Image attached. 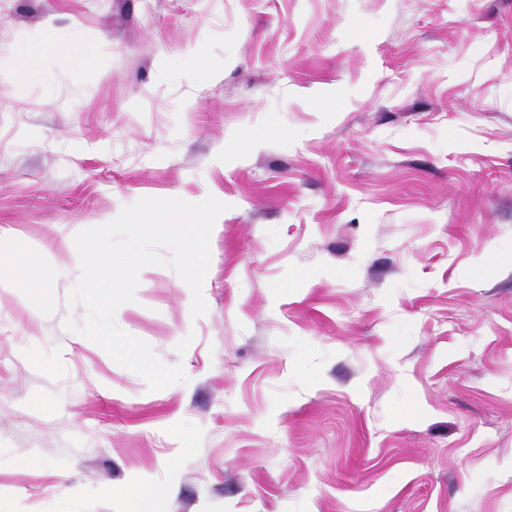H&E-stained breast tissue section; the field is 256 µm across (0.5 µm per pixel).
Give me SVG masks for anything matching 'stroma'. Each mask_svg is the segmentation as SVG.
I'll return each instance as SVG.
<instances>
[{
  "mask_svg": "<svg viewBox=\"0 0 512 512\" xmlns=\"http://www.w3.org/2000/svg\"><path fill=\"white\" fill-rule=\"evenodd\" d=\"M210 195L153 391L74 239ZM0 267V512H512V0H0ZM155 492L150 487H138L128 495L127 512H153Z\"/></svg>",
  "mask_w": 512,
  "mask_h": 512,
  "instance_id": "obj_1",
  "label": "stroma"
}]
</instances>
